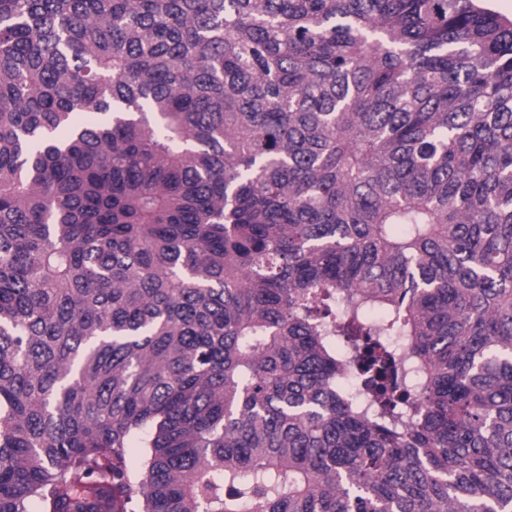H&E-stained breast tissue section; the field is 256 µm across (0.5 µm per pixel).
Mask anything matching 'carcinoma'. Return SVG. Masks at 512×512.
Listing matches in <instances>:
<instances>
[{"label": "carcinoma", "mask_w": 512, "mask_h": 512, "mask_svg": "<svg viewBox=\"0 0 512 512\" xmlns=\"http://www.w3.org/2000/svg\"><path fill=\"white\" fill-rule=\"evenodd\" d=\"M0 512H512V19L0 0Z\"/></svg>", "instance_id": "1"}]
</instances>
